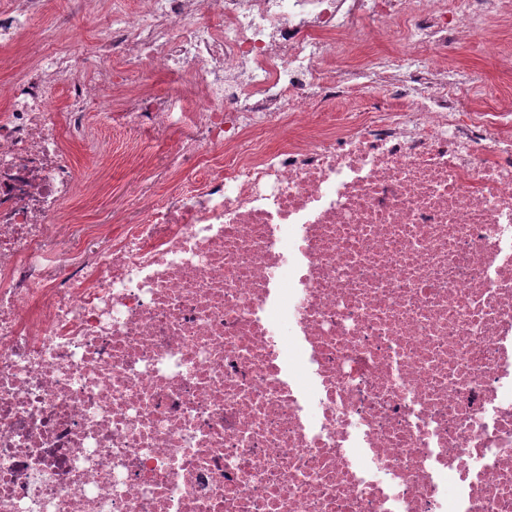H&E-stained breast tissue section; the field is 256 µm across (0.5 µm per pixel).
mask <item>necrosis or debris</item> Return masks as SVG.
<instances>
[{
    "label": "necrosis or debris",
    "mask_w": 512,
    "mask_h": 512,
    "mask_svg": "<svg viewBox=\"0 0 512 512\" xmlns=\"http://www.w3.org/2000/svg\"><path fill=\"white\" fill-rule=\"evenodd\" d=\"M48 2L0 0L48 48L0 59V512H512V113L445 67L512 0H112L93 73ZM107 87L159 191L60 252Z\"/></svg>",
    "instance_id": "necrosis-or-debris-1"
}]
</instances>
